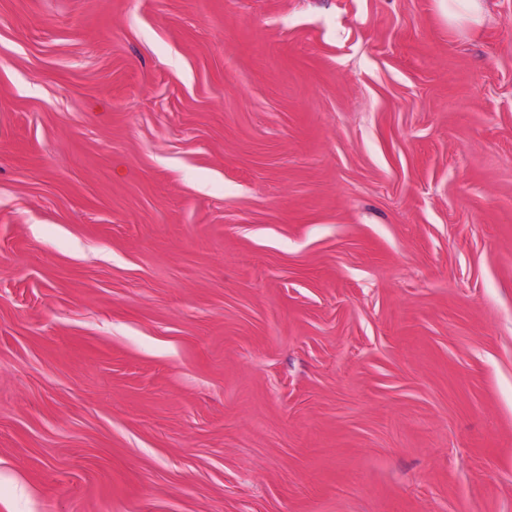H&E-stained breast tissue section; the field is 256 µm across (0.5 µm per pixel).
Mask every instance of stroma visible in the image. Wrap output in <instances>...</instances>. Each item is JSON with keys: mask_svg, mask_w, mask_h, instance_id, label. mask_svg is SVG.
<instances>
[{"mask_svg": "<svg viewBox=\"0 0 512 512\" xmlns=\"http://www.w3.org/2000/svg\"><path fill=\"white\" fill-rule=\"evenodd\" d=\"M0 0V512H512V0ZM485 0H448V23L479 29L485 19Z\"/></svg>", "mask_w": 512, "mask_h": 512, "instance_id": "1", "label": "stroma"}]
</instances>
